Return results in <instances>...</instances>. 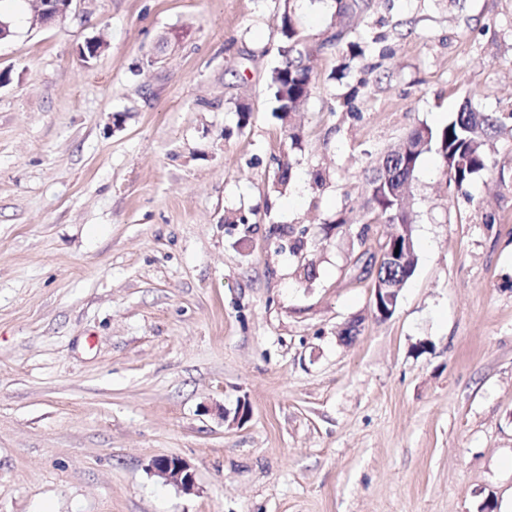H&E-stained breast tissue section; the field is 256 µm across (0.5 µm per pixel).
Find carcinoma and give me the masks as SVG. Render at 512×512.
<instances>
[{
    "label": "carcinoma",
    "instance_id": "carcinoma-1",
    "mask_svg": "<svg viewBox=\"0 0 512 512\" xmlns=\"http://www.w3.org/2000/svg\"><path fill=\"white\" fill-rule=\"evenodd\" d=\"M276 18L284 39L281 47L284 61L271 72L270 88L280 103L278 111L290 113L299 110L306 101L313 67L305 38L295 26L293 0H278ZM501 123L502 117L478 112L467 100L445 126H423L414 130L405 141L414 152L404 156L397 148L377 161L368 180L370 202L378 218L397 226L396 233L380 245V249L405 245V231L412 220L403 206V195L411 185L420 156L428 151L435 152L446 168L448 185L460 187L488 167L492 135L500 129ZM416 264L417 253L412 248L406 264L383 265L378 275L404 284L414 273Z\"/></svg>",
    "mask_w": 512,
    "mask_h": 512
}]
</instances>
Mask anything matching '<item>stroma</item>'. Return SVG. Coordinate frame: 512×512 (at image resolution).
<instances>
[{
	"label": "stroma",
	"mask_w": 512,
	"mask_h": 512,
	"mask_svg": "<svg viewBox=\"0 0 512 512\" xmlns=\"http://www.w3.org/2000/svg\"><path fill=\"white\" fill-rule=\"evenodd\" d=\"M359 3L297 0L285 122L275 0H0V512H512V0ZM467 100L489 166L421 156L379 318L370 170ZM74 0H53L47 9L39 8L31 12L28 22L30 28H43L56 20L64 19ZM278 2L276 18L284 39L281 47L284 61L271 72L270 88L273 90L275 100L280 103L277 110L290 113L299 110L306 101L310 92L313 67L305 38L295 26L293 0ZM150 467L166 482L180 487L185 492L193 491L196 482L195 473L181 457H158L152 460Z\"/></svg>",
	"instance_id": "35a3bbf8"
}]
</instances>
